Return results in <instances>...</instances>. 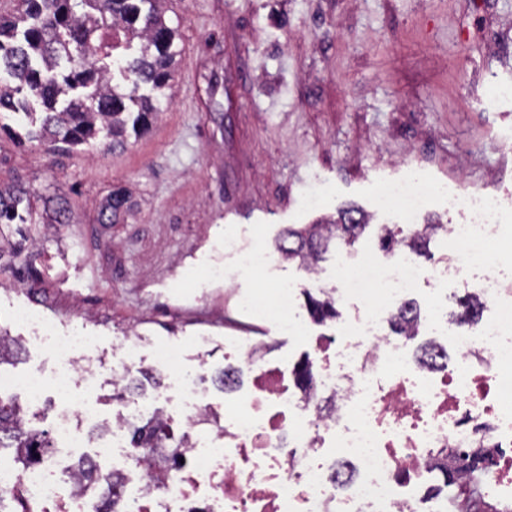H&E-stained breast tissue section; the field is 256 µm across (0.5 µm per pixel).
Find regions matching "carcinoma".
Instances as JSON below:
<instances>
[{"label":"carcinoma","instance_id":"cac0c4a2","mask_svg":"<svg viewBox=\"0 0 512 512\" xmlns=\"http://www.w3.org/2000/svg\"><path fill=\"white\" fill-rule=\"evenodd\" d=\"M10 13H0V72L17 81L0 86V111L36 114L41 108L39 130L31 138L71 145H90L98 138L112 146L124 144L126 134L143 130L159 112V98L138 94L143 85L160 92L168 85L176 52L175 30L155 8L158 0H16ZM121 26L129 38L140 40L138 55L122 59L120 72L129 86L123 93L109 77L114 27ZM126 194L116 191L101 206L104 223L110 224L130 209ZM44 216L36 219L24 190L0 188V224H24L18 230L26 239L32 224L70 223L67 202L48 197ZM367 224L347 212L336 220L288 229L279 250L315 269L331 244H352ZM445 230L443 224H427L410 235L384 224L379 241L387 251L399 245L423 255L430 236ZM312 318L323 323L337 315L326 299H309ZM28 413L10 398L0 402V451L12 449L21 466L36 460L24 449L38 438L25 427Z\"/></svg>","mask_w":512,"mask_h":512}]
</instances>
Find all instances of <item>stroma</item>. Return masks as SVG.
I'll list each match as a JSON object with an SVG mask.
<instances>
[{
	"mask_svg": "<svg viewBox=\"0 0 512 512\" xmlns=\"http://www.w3.org/2000/svg\"><path fill=\"white\" fill-rule=\"evenodd\" d=\"M179 53L167 102L122 149L108 140L53 150L19 141L27 119L0 114V185L67 201L73 221L38 224L30 241L9 233L0 246V332L18 348L0 370L49 372L55 356L15 321L32 304L60 329L98 337L110 364L123 337L138 335L147 360L133 371L142 390L162 380L158 344L213 339L203 382L223 397L224 339L266 324L242 316L241 296L269 298L294 282L299 302L313 288L298 262L265 276L200 287L205 259L224 240L275 252L288 227L355 209L369 218L354 245L330 247L320 263L336 281L378 248L394 216L376 207L379 188L419 170L428 184L481 190L512 203V0H165ZM128 194L131 212L99 220L101 203ZM316 191L321 205L306 209ZM33 256L26 272L14 244Z\"/></svg>",
	"mask_w": 512,
	"mask_h": 512,
	"instance_id": "obj_1",
	"label": "stroma"
}]
</instances>
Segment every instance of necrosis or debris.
I'll return each mask as SVG.
<instances>
[{"label": "necrosis or debris", "mask_w": 512, "mask_h": 512, "mask_svg": "<svg viewBox=\"0 0 512 512\" xmlns=\"http://www.w3.org/2000/svg\"><path fill=\"white\" fill-rule=\"evenodd\" d=\"M438 193L413 175L385 184L377 206L414 224ZM448 209L460 220L449 225L446 256L432 270L407 253L383 261L370 251L340 287H323L335 302L358 304L357 316L333 331L297 317L288 283L275 286L270 304L242 298L246 317L274 323L317 352L307 383L258 337L228 336L225 355L246 379L233 385V402L222 403L195 384L178 342L162 345L164 385L153 397L125 400L95 451L103 481L115 484L114 512H447V496L431 502L425 494L436 452L453 459L476 448L490 455L485 495L498 512H512V283L483 249L503 238L512 207L491 194L458 191L449 194ZM424 281L463 284L485 304L478 322L458 324L446 336L454 362L443 361L439 349L430 357L415 350L442 328L437 301L411 335L388 332ZM14 318L47 342L58 365L47 375L1 372L0 395H16L30 409L51 392L59 408L53 450L43 462L23 471L13 456L0 454V493L20 489L27 512H98L94 485H76L66 465L87 446L86 427L101 417L90 387L99 373L96 339L58 331L29 306ZM147 420L163 442H182L184 461L161 485L152 461L130 445V426ZM340 463L350 473L342 485L334 479Z\"/></svg>", "instance_id": "obj_1"}]
</instances>
